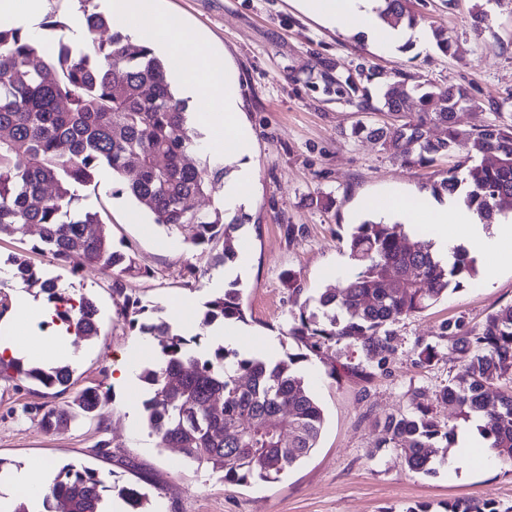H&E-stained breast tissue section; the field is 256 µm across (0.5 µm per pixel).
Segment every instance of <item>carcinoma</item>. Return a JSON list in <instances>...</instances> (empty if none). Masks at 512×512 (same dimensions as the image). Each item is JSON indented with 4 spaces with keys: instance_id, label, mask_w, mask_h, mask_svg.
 <instances>
[{
    "instance_id": "1",
    "label": "carcinoma",
    "mask_w": 512,
    "mask_h": 512,
    "mask_svg": "<svg viewBox=\"0 0 512 512\" xmlns=\"http://www.w3.org/2000/svg\"><path fill=\"white\" fill-rule=\"evenodd\" d=\"M83 15L82 45L67 43L66 26L48 15L45 26L60 31L57 59L37 63L38 43L20 28L0 29V235L23 234L40 227V240L30 251L76 274L98 267L110 278L112 294L122 298L120 316L128 329L157 340V362L140 378L152 396L144 403L146 425L162 448H177L197 468L223 474L224 482L245 483L257 477L275 480L307 459L317 448L324 414L307 387L297 363L314 356L344 359L331 365L366 382L391 373L396 354L393 326L419 314L450 292L475 281L478 260L464 246L444 263L428 247L413 240L400 224L365 220L355 227L347 246L356 272L342 287L306 298L291 316L288 335L305 352L275 363L241 358L218 344L201 347L198 336L173 330L158 309L145 304L127 287L133 278L154 272L134 255L113 249L101 213L78 207V189L95 181L106 167L117 176L114 193L128 195L144 207L154 223L168 229L195 227L193 243L216 251L221 263L232 261L234 231L248 220L239 212L228 217L217 203L202 211L195 201L219 193L230 168L224 158L202 154L201 134L192 126L186 103L168 78V64L151 49L119 32L108 39L107 17L73 0ZM381 19L414 27L419 16L413 0H378ZM107 61V68L99 59ZM418 104L415 115L390 127L356 124L355 137L365 135L407 164L434 161L450 153L462 136L471 143V164L460 165L431 185L435 196L460 197L485 225L512 215V124L483 120L462 132L455 117L476 107L468 87L457 84L424 89L400 78L379 91V106L362 99L365 110L404 112ZM444 137L432 139L430 126ZM8 261L14 275L37 287L55 306V320L79 337L99 331V310L82 295L74 299L59 278L43 275L25 254ZM239 280L204 304L199 322L205 330L217 322L245 321ZM446 344L417 341L415 363L427 368L440 357L460 363L447 384L435 392L453 404L460 418H482L479 430L498 464L512 472V303L488 314L480 326L460 315L439 326ZM32 381L50 389L71 386L68 365L47 369L26 366L0 356V377ZM101 407L93 388L74 393L63 406H42L40 426L50 431L78 417L93 419ZM457 425L440 420L425 394L410 390L407 408L387 416L376 442L397 448L407 469L434 472L455 445ZM114 486L85 466L66 464L57 471L43 498L44 512H108ZM132 512H146L147 493L138 486L119 488ZM447 512H499L491 502L458 499Z\"/></svg>"
}]
</instances>
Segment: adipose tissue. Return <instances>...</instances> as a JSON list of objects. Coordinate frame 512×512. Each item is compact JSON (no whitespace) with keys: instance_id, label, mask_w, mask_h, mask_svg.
<instances>
[{"instance_id":"1","label":"adipose tissue","mask_w":512,"mask_h":512,"mask_svg":"<svg viewBox=\"0 0 512 512\" xmlns=\"http://www.w3.org/2000/svg\"><path fill=\"white\" fill-rule=\"evenodd\" d=\"M302 9L327 26L346 31L356 29L392 49L407 42L411 28H386L377 14V0H299ZM115 25L136 43L161 51L172 61L182 97L197 106V121L208 132V146L236 162L237 170L224 185V209L236 214L246 209L255 172L248 160L251 133L240 119L241 101L237 80L223 59L206 40L191 32L175 15L159 10L153 0H111ZM369 209L406 224H426L432 249L441 260L452 255L457 239H464L469 251L487 257V278H494L504 259L512 260V217L497 222L486 231L478 217L454 196L439 203L426 197L408 200L398 196L370 198ZM53 307L31 302L28 296L15 297L10 310L0 317V355L35 358L52 366L58 354L70 350L72 332L59 328L45 336H20L16 330L32 319H47ZM35 466L5 475L0 480V512H12L18 496H25L34 507H41L45 486L36 477Z\"/></svg>"}]
</instances>
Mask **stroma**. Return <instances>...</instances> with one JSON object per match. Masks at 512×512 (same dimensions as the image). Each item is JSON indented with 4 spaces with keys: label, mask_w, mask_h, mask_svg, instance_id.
<instances>
[{
    "label": "stroma",
    "mask_w": 512,
    "mask_h": 512,
    "mask_svg": "<svg viewBox=\"0 0 512 512\" xmlns=\"http://www.w3.org/2000/svg\"><path fill=\"white\" fill-rule=\"evenodd\" d=\"M476 3L416 0L425 39L405 51H388L357 31L325 27L294 0H166L171 11L223 51L238 75L242 116L252 132L256 185L242 226L249 258L240 284L246 321L240 326L239 352L261 346L268 336L276 339L275 359L297 352L288 321L300 302L288 294V276L298 277L308 297L334 287L356 269L346 243L365 217L364 199L429 194L448 167L471 153L462 137L449 156L412 166L380 142L352 136L357 122L380 127L397 117L360 112L359 97L340 88L338 79L355 78L374 97L381 84L398 75L440 88L462 84L478 108L457 113L459 129L493 119L492 103L500 105L503 120L512 119V0H488V19L478 31L471 18ZM436 28L452 37L451 54L437 48L431 35ZM97 181L84 205L109 214L114 249L135 254L154 272L153 278L130 280V288L162 310L180 301V331L199 335L205 302L224 290L223 265L215 263L212 252L192 245V226L166 229L131 198L113 195L111 169H103ZM37 238L34 226L21 238L0 237L1 313L17 295L42 297L39 289L15 278L7 261ZM32 260L46 276L60 278L73 296L96 303L100 333L74 344L72 391L53 396L38 384L18 386L0 378V458L10 460L13 469L43 458L56 468H93L117 486L138 482L150 495V512H405L416 505L445 512L458 498L492 501L500 512H512V474L482 458L480 450H473L469 463L453 469L443 463L436 475L425 476L405 469L400 450L375 445L377 420L405 409L411 388L430 393L448 378L447 359L425 369L413 365L414 342H436L440 324L450 318L464 315L478 323L512 303L511 264L502 265L492 282L476 280L397 323L390 376L364 386L331 376L327 363L316 358L301 361L298 368L324 411L318 448L278 480L253 478L234 485L186 463L178 449L158 447L148 429L130 431L127 386L118 381V370L126 363H151L157 343L129 332L118 318L120 300L109 278L94 268L74 276L37 254ZM189 263L196 266V277L188 276ZM86 387L103 396L95 419L48 433L29 413L34 406L67 404L73 391ZM102 439L109 442L106 457L96 448Z\"/></svg>",
    "instance_id": "obj_1"
}]
</instances>
